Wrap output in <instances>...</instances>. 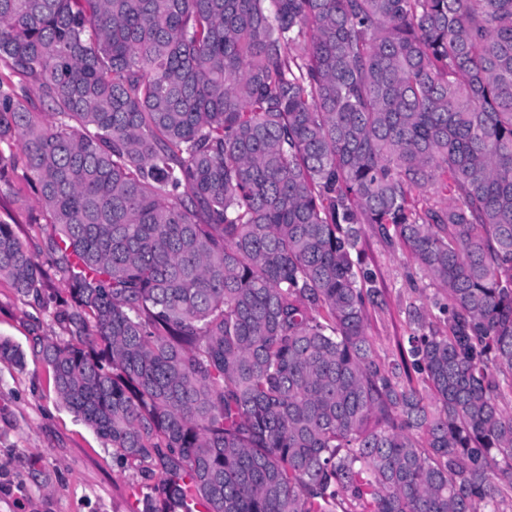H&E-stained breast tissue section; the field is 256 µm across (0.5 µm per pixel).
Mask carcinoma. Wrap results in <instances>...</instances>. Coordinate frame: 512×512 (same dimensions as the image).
<instances>
[{
	"label": "carcinoma",
	"instance_id": "1",
	"mask_svg": "<svg viewBox=\"0 0 512 512\" xmlns=\"http://www.w3.org/2000/svg\"><path fill=\"white\" fill-rule=\"evenodd\" d=\"M0 65V278L139 512H512V0H0ZM368 232L443 295L384 357ZM0 220L12 224L32 248L44 237V214L21 177H12L9 185L0 182Z\"/></svg>",
	"mask_w": 512,
	"mask_h": 512
}]
</instances>
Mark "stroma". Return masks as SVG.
I'll list each match as a JSON object with an SVG mask.
<instances>
[{"label": "stroma", "mask_w": 512, "mask_h": 512, "mask_svg": "<svg viewBox=\"0 0 512 512\" xmlns=\"http://www.w3.org/2000/svg\"><path fill=\"white\" fill-rule=\"evenodd\" d=\"M0 220L35 245L45 217L25 181L0 182ZM362 250L385 292L383 310L371 313L369 332L383 352L395 351L411 332L408 311L429 307L406 252L393 253L365 236ZM63 335L49 314L0 279V335L29 347L32 332ZM140 476L122 469L110 445L62 405L38 357L24 367L0 364V512H134Z\"/></svg>", "instance_id": "stroma-1"}]
</instances>
